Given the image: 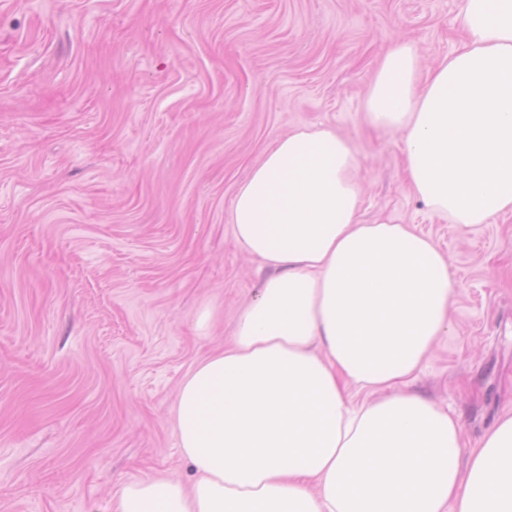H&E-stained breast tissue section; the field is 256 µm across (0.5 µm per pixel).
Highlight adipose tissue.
I'll list each match as a JSON object with an SVG mask.
<instances>
[{"label": "adipose tissue", "instance_id": "1", "mask_svg": "<svg viewBox=\"0 0 512 512\" xmlns=\"http://www.w3.org/2000/svg\"><path fill=\"white\" fill-rule=\"evenodd\" d=\"M466 39L426 79L395 42L363 105L399 132L414 193L469 229L512 212V0H463ZM359 158L324 126L277 138L239 186L236 243L269 271L231 345L182 380L191 484L153 475L110 512H512V415L461 455V423L413 384L447 335V256L360 223Z\"/></svg>", "mask_w": 512, "mask_h": 512}]
</instances>
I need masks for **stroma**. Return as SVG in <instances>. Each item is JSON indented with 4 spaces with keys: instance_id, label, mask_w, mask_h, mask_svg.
I'll return each mask as SVG.
<instances>
[{
    "instance_id": "1",
    "label": "stroma",
    "mask_w": 512,
    "mask_h": 512,
    "mask_svg": "<svg viewBox=\"0 0 512 512\" xmlns=\"http://www.w3.org/2000/svg\"><path fill=\"white\" fill-rule=\"evenodd\" d=\"M462 6L0 0V512H107L144 476L192 482L179 385L269 274L232 200L305 126L357 142L363 223L413 225L449 259L451 327L414 390L468 451L512 415V213L458 229L411 192L400 136L362 123L388 48L431 70Z\"/></svg>"
}]
</instances>
